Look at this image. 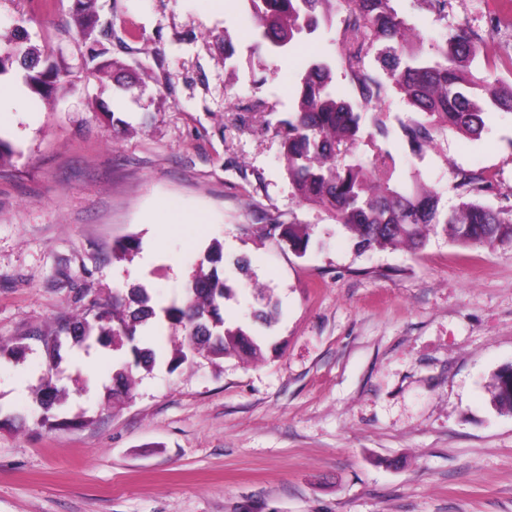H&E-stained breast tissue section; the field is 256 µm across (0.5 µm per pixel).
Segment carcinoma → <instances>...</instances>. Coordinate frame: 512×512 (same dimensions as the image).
Returning <instances> with one entry per match:
<instances>
[{
  "instance_id": "obj_1",
  "label": "carcinoma",
  "mask_w": 512,
  "mask_h": 512,
  "mask_svg": "<svg viewBox=\"0 0 512 512\" xmlns=\"http://www.w3.org/2000/svg\"><path fill=\"white\" fill-rule=\"evenodd\" d=\"M97 0H77L71 28L93 39L82 71L95 74L112 68L116 86L130 91L139 86L135 70L106 58L102 41L112 38V25L101 23ZM257 22V49L270 56L287 52L319 30H333L331 44L340 48V61L350 92L342 95L333 84L337 61L324 53L304 62L295 73L294 108L280 121L284 172L295 197L320 208L334 223L351 233L362 251L421 249L429 234H442L462 249L512 242V206L494 208L481 200L493 189L482 171L459 170L455 189L460 202L449 209L438 194L414 174L406 179L396 157L386 148L391 128L387 111L389 91L402 94L413 113L398 120L401 138L415 156H422L449 133L478 138L486 127L487 108L512 111V85L501 82L496 64L478 62L482 37L467 17L450 24L446 36L423 49V38L392 6V0H247ZM340 25L334 26L336 16ZM19 66L25 84L46 97L71 71L41 54L25 33L0 47V76ZM371 107L372 112L363 111ZM372 152L364 165L352 160L360 145ZM272 229L300 256L311 242L309 224H274ZM230 277L217 271H198L184 296L160 308L144 288L115 289L112 300L94 301L81 313L58 324L44 336L54 350L62 336L88 346L107 340L114 347L129 346L132 360L116 371L114 389L129 391L134 367H149L156 354L141 348L138 338L162 318L185 331L187 352H206L215 361L233 352L256 355L261 345L249 331L228 326L221 314L223 301L234 288ZM57 388L51 378L38 388L40 422L49 424ZM490 402L512 414V366L497 371L490 385Z\"/></svg>"
}]
</instances>
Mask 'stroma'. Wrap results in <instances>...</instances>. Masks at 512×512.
Instances as JSON below:
<instances>
[{
  "instance_id": "obj_1",
  "label": "stroma",
  "mask_w": 512,
  "mask_h": 512,
  "mask_svg": "<svg viewBox=\"0 0 512 512\" xmlns=\"http://www.w3.org/2000/svg\"><path fill=\"white\" fill-rule=\"evenodd\" d=\"M497 0H452L482 54L512 59L489 34ZM118 37L108 56L136 69L123 103L111 71L83 76L89 49L68 25L74 0H0V42L26 25L74 75L40 100L0 104L14 154L0 176V340L25 348L0 362V512H512V414L488 384L512 365V244L463 250L441 235L416 252L358 253L349 232L294 197L276 131L294 106L288 75L314 47L260 58L247 0H98ZM232 41L235 64H224ZM272 113L253 112L256 99ZM120 110L123 127L112 125ZM389 149L443 204L454 173L483 170L512 192V112L490 111L481 138L449 135L420 157ZM312 225L297 256L272 223ZM137 243L115 259L116 243ZM246 258L250 280L224 303L251 326L264 298L277 350L174 363L181 328L160 322L134 387L112 392L111 347L39 340L113 289L180 299L212 242ZM60 391L56 430L36 425L35 391Z\"/></svg>"
}]
</instances>
